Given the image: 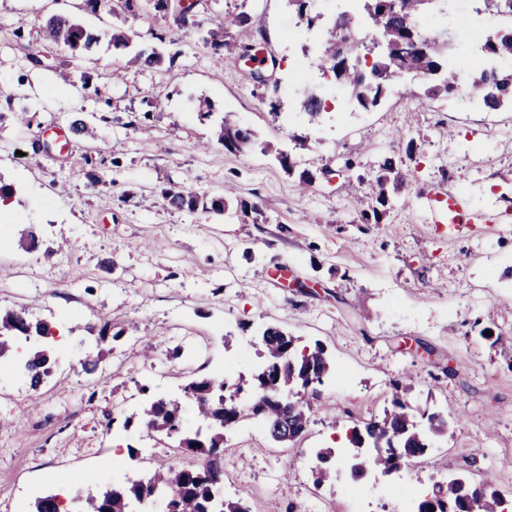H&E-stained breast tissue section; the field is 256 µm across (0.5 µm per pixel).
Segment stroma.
<instances>
[{
	"instance_id": "obj_1",
	"label": "stroma",
	"mask_w": 512,
	"mask_h": 512,
	"mask_svg": "<svg viewBox=\"0 0 512 512\" xmlns=\"http://www.w3.org/2000/svg\"><path fill=\"white\" fill-rule=\"evenodd\" d=\"M311 7L323 16L311 30L287 0L199 7L205 23L247 14L257 56L280 63L274 90L248 79L252 66L237 54L204 49L195 31L181 33L174 63L128 65L112 29L131 33L133 46L151 44L150 0L127 19L105 4L90 11L84 0H0V180L15 190L0 212V307L25 309L61 335L54 378L40 390L22 376L0 380V512H14V496L42 483L70 499L136 480L119 451L151 442L138 426L106 429L115 406L141 384L179 396L181 362L200 338L206 374L250 375L260 362L257 335L269 325L322 344L332 362L323 407L300 446L335 449L337 478L315 487L310 470L247 425L225 436L224 469L239 483L230 498L251 512H344L355 484L346 430L382 414L407 371L411 405L454 424L427 448L426 464L356 483L360 512H403L406 500L421 502L435 482L460 475L512 488V109L428 97L412 74L397 78L399 94L359 107L322 79L319 64L323 27L344 4ZM54 14L97 32V44L77 58L49 45L43 26ZM302 62L306 87L332 104L315 124L293 88ZM273 94L276 116L266 103ZM201 96L215 105L206 120L194 108ZM227 113L254 131L249 151L218 143ZM77 119L95 137L56 144L54 129ZM296 134L305 148H296ZM39 140L50 150L35 149ZM266 142L291 152L296 174L263 152ZM358 148L360 179L344 167ZM387 156L410 165L416 180L383 223H358L353 201L370 193ZM304 169L315 176L306 188L297 177ZM170 184L260 202L268 221L170 210L160 198ZM448 188L486 223L454 236L433 223L428 193ZM29 226L38 247L23 250L16 239ZM46 248L55 251L48 262ZM106 322L114 334L97 342L88 329ZM486 327L502 341L484 338ZM96 347L99 365L85 372ZM32 503L24 497L25 512Z\"/></svg>"
}]
</instances>
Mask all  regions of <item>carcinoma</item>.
Returning a JSON list of instances; mask_svg holds the SVG:
<instances>
[{"mask_svg":"<svg viewBox=\"0 0 512 512\" xmlns=\"http://www.w3.org/2000/svg\"><path fill=\"white\" fill-rule=\"evenodd\" d=\"M485 9L502 17L506 23L497 26L499 36L487 42L486 52L496 59H512V0H482ZM444 0H359V12H343L325 30L321 65L330 71L336 82L344 86L359 106L366 109L378 103L390 92L398 74L415 71L435 77L428 88L433 98L448 97L460 92L456 72L442 71L443 60L451 48L448 35L434 37L423 34L416 21L429 8ZM310 0H288L307 28L318 23V14L309 8ZM155 15L161 18L173 14L178 29L200 31V41L212 53L235 51L243 59H255L250 43L248 17L244 13L227 15L203 30L191 5L181 0H153ZM364 17L384 41L381 53L373 56L371 66L362 69V59L376 47V40L361 37L359 17ZM47 43L77 54L91 49L99 35L70 18L50 16L44 25ZM163 61V54L154 46L134 51L129 63L151 68ZM466 94L497 110L512 104V69H484L466 88ZM300 107L308 122L320 120L324 101L314 91H304ZM218 142L231 152H242L254 144L252 130L226 115L219 124ZM375 193L357 201L358 219L362 224L382 223L393 195L409 186V171L392 158L378 164L374 176ZM164 205L177 211L222 215L228 208L225 196L210 198L181 185L161 190ZM254 224L267 223L262 205L258 202L240 204ZM50 326L43 320H32L24 310L0 309V359L12 355L15 340L47 338ZM298 339L275 326L267 327L259 339L258 371L249 378L230 381L214 376L197 375L184 386L187 401L203 426L193 430L184 424V407L178 400L156 398L149 388H140L142 399L138 409L111 424L119 422L125 429L132 424L144 428L148 435L162 443L173 442L197 464H176L167 456H155L149 463V478L127 485H111L88 492L81 512H132L130 504L142 498L163 496L172 512H249L240 500L219 501L224 485V433L258 413L270 439L285 448L295 447L306 435L318 397L312 389L322 383L332 370L325 348L298 349ZM20 368L36 388L53 376L50 351L36 349L21 359ZM294 392V400L280 403L279 393ZM448 431L445 421L437 415L414 408L408 399L407 387L393 384L390 406L383 414L372 417L351 430L350 444L355 459L372 469L393 471L399 463L409 462L425 454L429 435ZM335 451L322 448L317 452V464L312 467L314 485L319 488L336 479L332 460ZM501 494L490 484L475 486L464 478L437 483L432 496L423 500L418 512H497Z\"/></svg>","mask_w":512,"mask_h":512,"instance_id":"cac0c4a2","label":"carcinoma"}]
</instances>
